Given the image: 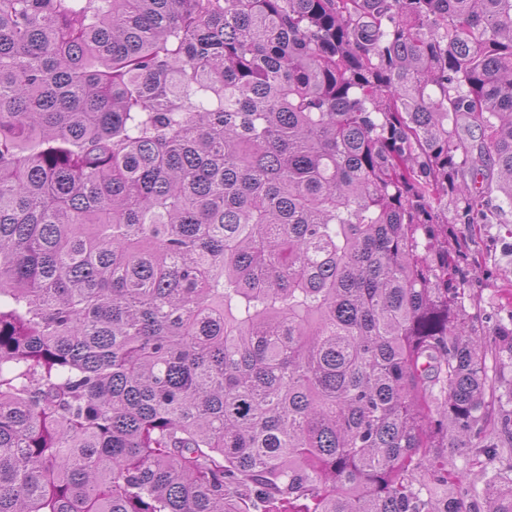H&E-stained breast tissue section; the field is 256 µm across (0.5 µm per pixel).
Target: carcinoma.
<instances>
[{
  "instance_id": "obj_1",
  "label": "carcinoma",
  "mask_w": 512,
  "mask_h": 512,
  "mask_svg": "<svg viewBox=\"0 0 512 512\" xmlns=\"http://www.w3.org/2000/svg\"><path fill=\"white\" fill-rule=\"evenodd\" d=\"M467 174L512 205V0H0V512H474ZM469 448H448V468H456V470H464L467 472L469 480L480 492L484 478L481 473V467L474 464Z\"/></svg>"
}]
</instances>
